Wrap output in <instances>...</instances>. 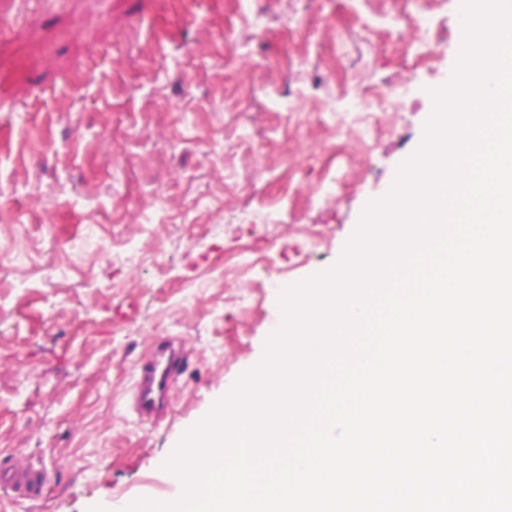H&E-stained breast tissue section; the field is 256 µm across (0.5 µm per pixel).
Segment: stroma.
I'll list each match as a JSON object with an SVG mask.
<instances>
[{"label":"stroma","mask_w":512,"mask_h":512,"mask_svg":"<svg viewBox=\"0 0 512 512\" xmlns=\"http://www.w3.org/2000/svg\"><path fill=\"white\" fill-rule=\"evenodd\" d=\"M461 0H0V460L48 470L5 512L177 497L164 464L339 261L452 78ZM431 18L433 50L414 32ZM400 89V111L356 112ZM186 342L167 416L137 363Z\"/></svg>","instance_id":"35a3bbf8"}]
</instances>
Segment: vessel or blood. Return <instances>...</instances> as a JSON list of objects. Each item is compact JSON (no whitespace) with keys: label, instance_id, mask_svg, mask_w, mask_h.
I'll return each mask as SVG.
<instances>
[{"label":"vessel or blood","instance_id":"b4317fda","mask_svg":"<svg viewBox=\"0 0 512 512\" xmlns=\"http://www.w3.org/2000/svg\"><path fill=\"white\" fill-rule=\"evenodd\" d=\"M182 343L165 339L155 342L136 367L132 401L145 419L161 414L168 402L175 377L183 365ZM47 480L45 470L34 467L5 468L0 465V486L30 497L37 496Z\"/></svg>","mask_w":512,"mask_h":512}]
</instances>
